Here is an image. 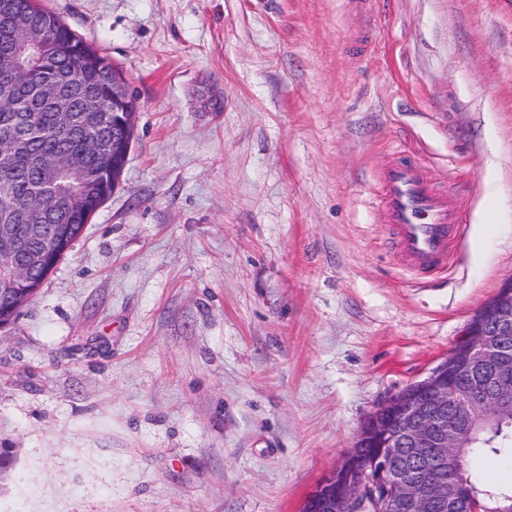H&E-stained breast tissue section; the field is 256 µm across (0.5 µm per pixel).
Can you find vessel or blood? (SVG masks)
<instances>
[{
    "label": "vessel or blood",
    "mask_w": 512,
    "mask_h": 512,
    "mask_svg": "<svg viewBox=\"0 0 512 512\" xmlns=\"http://www.w3.org/2000/svg\"><path fill=\"white\" fill-rule=\"evenodd\" d=\"M374 202L388 227L387 246L416 275L442 269L462 222L464 195L435 183L422 164L392 146L376 173Z\"/></svg>",
    "instance_id": "vessel-or-blood-1"
}]
</instances>
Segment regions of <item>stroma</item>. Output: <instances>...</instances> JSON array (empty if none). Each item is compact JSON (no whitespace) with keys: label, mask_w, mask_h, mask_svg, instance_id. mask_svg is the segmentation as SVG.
<instances>
[{"label":"stroma","mask_w":512,"mask_h":512,"mask_svg":"<svg viewBox=\"0 0 512 512\" xmlns=\"http://www.w3.org/2000/svg\"><path fill=\"white\" fill-rule=\"evenodd\" d=\"M126 79L119 187L0 328V512H302L512 276V0H41ZM402 144L467 193L382 242ZM512 488V457L477 455ZM374 202L388 227L387 246L416 275L448 263L449 243L462 223L464 194L435 183L422 164L399 146L376 173Z\"/></svg>","instance_id":"35a3bbf8"}]
</instances>
